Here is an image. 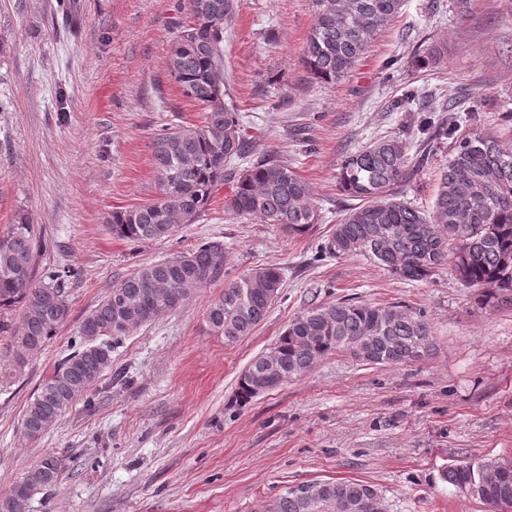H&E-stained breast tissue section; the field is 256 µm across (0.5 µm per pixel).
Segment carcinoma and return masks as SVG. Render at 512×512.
<instances>
[{"label":"carcinoma","instance_id":"obj_1","mask_svg":"<svg viewBox=\"0 0 512 512\" xmlns=\"http://www.w3.org/2000/svg\"><path fill=\"white\" fill-rule=\"evenodd\" d=\"M238 0H186L187 16L169 43L167 62L184 97L202 110V122L164 130L153 143L159 194L151 202L112 212V234L130 243L159 241L192 224L226 183L224 212L259 218L290 234H301L318 220L308 181L271 151L242 170L229 163L249 153L239 110L224 83V33L231 28ZM313 24L304 63L324 83L342 80L400 14L403 0H310ZM421 131L450 143L433 205L425 210L399 197L411 177L409 143L385 137L348 155L336 174L339 191L355 201L344 209L324 253L336 257L370 252L379 266L406 281L430 279L448 266L458 280L477 291L484 308L512 304V151L494 131L460 132L432 117ZM38 230L28 215L0 237V313L20 307L18 325L0 316V335L13 336V357L0 363V380L19 371L70 315L66 284L70 267H52L35 280ZM224 279V244L205 242L168 260L139 266L116 284L82 320L79 347L55 363L39 384L22 416V429L36 440L112 367L115 345L130 328L152 323L183 306L194 290ZM277 267L254 270L224 284L206 321L228 342L249 336L265 319L282 288ZM368 337V364H402L428 358L434 350L431 326L423 314L399 305H372L356 298L310 307L295 316L275 347L278 362L255 357L238 380L236 402L246 404L279 387L275 374L298 379L326 356L348 350ZM485 462H462L446 469L443 480L457 486ZM67 458L45 453L12 492L0 498V512H30L33 497L57 485ZM312 500L291 489L267 501L264 512H336V500L359 504L376 487L351 479L320 480ZM512 497V474L503 487L489 488L478 501L495 510Z\"/></svg>","mask_w":512,"mask_h":512}]
</instances>
